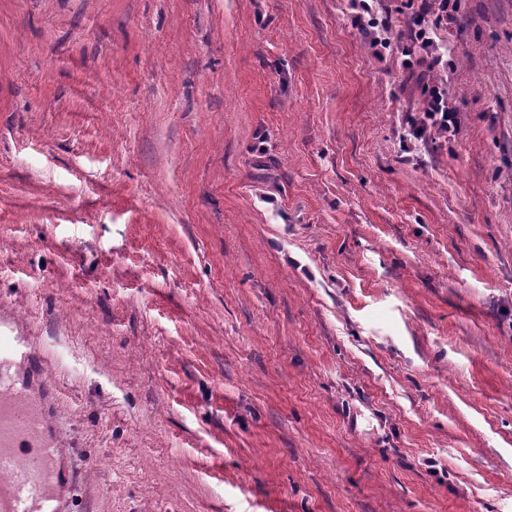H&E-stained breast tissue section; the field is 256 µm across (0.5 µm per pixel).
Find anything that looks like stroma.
<instances>
[{
	"mask_svg": "<svg viewBox=\"0 0 512 512\" xmlns=\"http://www.w3.org/2000/svg\"><path fill=\"white\" fill-rule=\"evenodd\" d=\"M459 134L346 0H0V315L67 512H512V0ZM426 87L428 94L422 101L418 118L407 123L409 135L420 140L434 132L448 134V139L454 138L460 131L461 112L448 96L447 78L435 80Z\"/></svg>",
	"mask_w": 512,
	"mask_h": 512,
	"instance_id": "stroma-1",
	"label": "stroma"
}]
</instances>
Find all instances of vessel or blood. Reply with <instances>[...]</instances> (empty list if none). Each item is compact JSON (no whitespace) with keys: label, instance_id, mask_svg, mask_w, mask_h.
<instances>
[{"label":"vessel or blood","instance_id":"obj_1","mask_svg":"<svg viewBox=\"0 0 512 512\" xmlns=\"http://www.w3.org/2000/svg\"><path fill=\"white\" fill-rule=\"evenodd\" d=\"M53 388L30 339L0 320V512H61L67 483Z\"/></svg>","mask_w":512,"mask_h":512}]
</instances>
